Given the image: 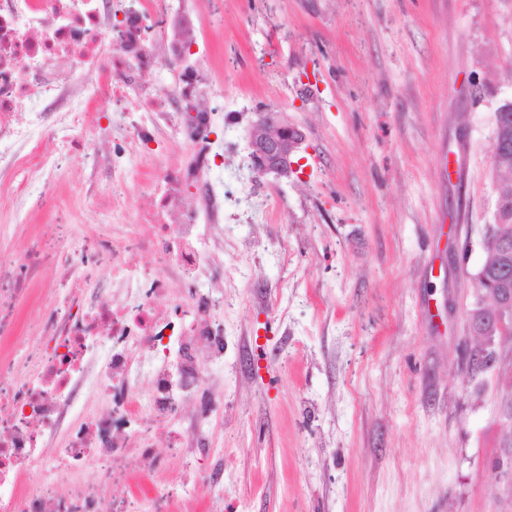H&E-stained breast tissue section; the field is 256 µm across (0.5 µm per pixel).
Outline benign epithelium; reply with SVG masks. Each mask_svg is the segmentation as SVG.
<instances>
[{"mask_svg": "<svg viewBox=\"0 0 512 512\" xmlns=\"http://www.w3.org/2000/svg\"><path fill=\"white\" fill-rule=\"evenodd\" d=\"M256 128L267 130L263 138H251L250 149L254 170L265 175L274 173L287 177L294 172L293 155L304 142L303 132L296 126L288 125L281 119L280 113L271 110L257 113ZM508 309L499 303H492L482 309L468 313L470 330L485 339L492 341L494 329L501 325L500 313Z\"/></svg>", "mask_w": 512, "mask_h": 512, "instance_id": "benign-epithelium-1", "label": "benign epithelium"}]
</instances>
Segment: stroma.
Masks as SVG:
<instances>
[{
  "instance_id": "1",
  "label": "stroma",
  "mask_w": 512,
  "mask_h": 512,
  "mask_svg": "<svg viewBox=\"0 0 512 512\" xmlns=\"http://www.w3.org/2000/svg\"><path fill=\"white\" fill-rule=\"evenodd\" d=\"M224 92L207 176L224 222L205 249L224 283V359L209 368L224 413L181 421L193 454L156 438L161 486L198 512H512V339L470 377L466 315L493 223L495 114L512 102V0H189ZM305 141L289 177L255 176L256 114ZM155 164L194 165L169 124ZM73 161L49 202L0 227L19 248L68 226L95 252L119 223L112 183ZM504 474L492 480L494 463ZM214 478L196 484V473Z\"/></svg>"
}]
</instances>
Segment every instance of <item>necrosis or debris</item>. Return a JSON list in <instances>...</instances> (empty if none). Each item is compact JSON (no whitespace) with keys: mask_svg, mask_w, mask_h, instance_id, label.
I'll use <instances>...</instances> for the list:
<instances>
[{"mask_svg":"<svg viewBox=\"0 0 512 512\" xmlns=\"http://www.w3.org/2000/svg\"><path fill=\"white\" fill-rule=\"evenodd\" d=\"M193 28V11L171 0H0V187L41 210L38 188L60 169L46 141L63 121L79 127L102 98L122 112L173 117L199 168L214 166L210 112L200 102L224 100L206 47L186 38ZM62 57L90 64L94 95L59 69ZM157 68L176 71V82L144 84L142 73ZM143 188L148 207L136 223L101 226L96 256L70 249L59 229L56 296L29 321L19 320L16 301L33 294L41 247L21 257L0 241V342L14 345L0 356V512H140L148 504L171 512L158 492L154 431L170 428L202 389L200 350L221 356L212 317L224 301L199 292L185 305L169 283L192 285L210 273L203 244L222 205L197 170L150 163L140 185L113 183L112 198L124 206ZM190 188L196 213L182 206ZM144 252L165 261V276L142 268ZM98 256L112 266L109 284L90 281ZM84 397L107 400L108 413H78ZM48 458L54 475L25 485ZM120 469L141 484L104 506L100 487Z\"/></svg>","mask_w":512,"mask_h":512,"instance_id":"obj_1","label":"necrosis or debris"}]
</instances>
